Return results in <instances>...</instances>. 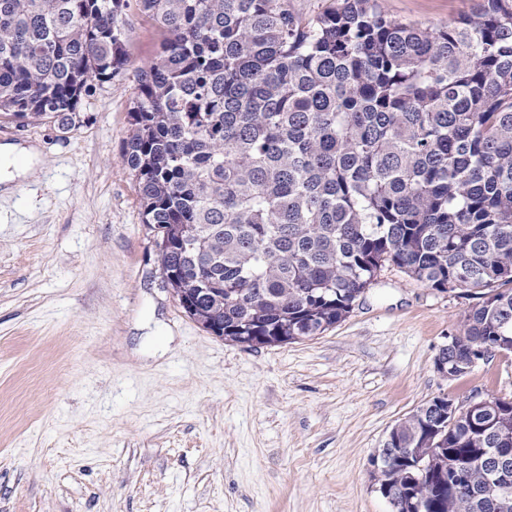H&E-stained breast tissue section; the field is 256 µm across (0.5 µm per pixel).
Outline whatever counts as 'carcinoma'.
Returning <instances> with one entry per match:
<instances>
[{
  "instance_id": "cac0c4a2",
  "label": "carcinoma",
  "mask_w": 512,
  "mask_h": 512,
  "mask_svg": "<svg viewBox=\"0 0 512 512\" xmlns=\"http://www.w3.org/2000/svg\"><path fill=\"white\" fill-rule=\"evenodd\" d=\"M157 29L122 162L157 260L224 339L279 346L343 322L385 264L479 302L441 351L512 353V0L448 24L377 0L313 15L288 0H136ZM129 0H0V116L80 126L130 63ZM406 448L410 457L392 454ZM378 459L394 512H512V399L448 416L435 396ZM467 489L449 480L460 465Z\"/></svg>"
}]
</instances>
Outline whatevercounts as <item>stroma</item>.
<instances>
[{"instance_id":"35a3bbf8","label":"stroma","mask_w":512,"mask_h":512,"mask_svg":"<svg viewBox=\"0 0 512 512\" xmlns=\"http://www.w3.org/2000/svg\"><path fill=\"white\" fill-rule=\"evenodd\" d=\"M481 0H379L439 27ZM81 126L0 121L38 156L0 191V512H393L371 458L445 395L512 398V354L434 360L474 300L386 266L321 336L248 348L187 316L122 163L151 25Z\"/></svg>"}]
</instances>
